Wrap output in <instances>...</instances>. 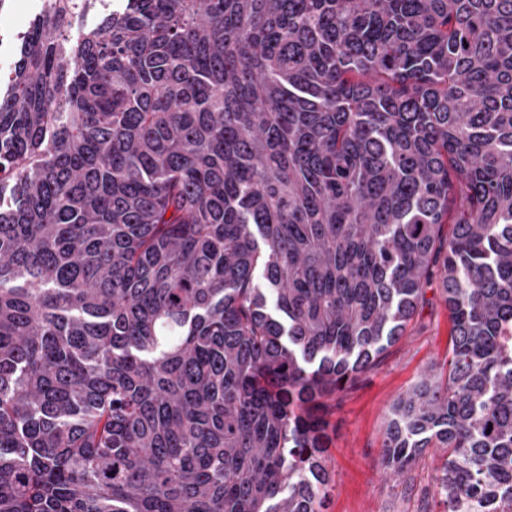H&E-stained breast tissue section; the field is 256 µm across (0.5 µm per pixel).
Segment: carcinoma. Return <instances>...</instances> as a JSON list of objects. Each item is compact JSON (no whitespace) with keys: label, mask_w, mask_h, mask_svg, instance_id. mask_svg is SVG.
<instances>
[{"label":"carcinoma","mask_w":512,"mask_h":512,"mask_svg":"<svg viewBox=\"0 0 512 512\" xmlns=\"http://www.w3.org/2000/svg\"><path fill=\"white\" fill-rule=\"evenodd\" d=\"M119 2L0 90V512H322L317 408L434 283L383 464L512 507V0Z\"/></svg>","instance_id":"obj_1"}]
</instances>
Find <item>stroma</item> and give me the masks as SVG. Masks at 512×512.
Masks as SVG:
<instances>
[{
	"label": "stroma",
	"mask_w": 512,
	"mask_h": 512,
	"mask_svg": "<svg viewBox=\"0 0 512 512\" xmlns=\"http://www.w3.org/2000/svg\"><path fill=\"white\" fill-rule=\"evenodd\" d=\"M448 310L428 288L402 338L351 388L326 402L331 474L324 512H444L436 493L437 458L423 456L400 476L381 465L383 433L392 401L448 357Z\"/></svg>",
	"instance_id": "1"
}]
</instances>
